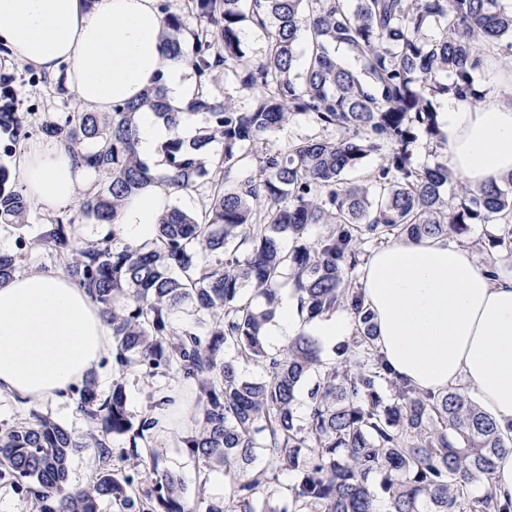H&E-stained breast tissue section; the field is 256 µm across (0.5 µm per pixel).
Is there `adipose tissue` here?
Here are the masks:
<instances>
[{"label": "adipose tissue", "instance_id": "ef3b65f1", "mask_svg": "<svg viewBox=\"0 0 512 512\" xmlns=\"http://www.w3.org/2000/svg\"><path fill=\"white\" fill-rule=\"evenodd\" d=\"M158 0H0V47L13 61L63 79L75 111L108 112L163 87L185 109L177 132L196 135L191 66L172 61ZM439 120L449 165L472 188L512 175V101L489 96L473 106L443 97ZM138 155L162 161L172 132L151 111L138 116ZM19 189L36 209L63 213L97 185L65 143L36 136L12 159ZM171 206L150 185L129 196L116 218L125 238L144 242ZM359 283L388 369L420 391L462 385L512 439V278L491 279L473 251L447 237L392 240L374 250ZM308 330L336 343L346 320H308L289 299L266 334ZM112 350V332L87 294L62 272L35 269L0 281V396L20 404L66 402Z\"/></svg>", "mask_w": 512, "mask_h": 512}]
</instances>
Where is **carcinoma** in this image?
Returning <instances> with one entry per match:
<instances>
[{
    "mask_svg": "<svg viewBox=\"0 0 512 512\" xmlns=\"http://www.w3.org/2000/svg\"><path fill=\"white\" fill-rule=\"evenodd\" d=\"M160 10L171 59L191 65L200 84L189 105L200 115L197 135L162 146V174L139 159L136 122L147 107L178 127L182 113L161 87L110 113L63 112L50 124L0 112L4 149L43 133L106 173L74 212L45 216L35 241L17 235L16 250L0 253V279L21 269L33 245L47 251L112 331L115 373L104 399L92 377L73 390L96 425L86 439L38 414L0 423V485L29 497L35 512H99L104 501L118 512H195L168 449L152 442L164 425L160 407L177 405L181 392L132 416L124 375L136 367L148 381L171 376L190 390L193 427L179 443L205 467L199 485L212 467L229 478L222 507L206 512H382L385 503L389 512H512V499L493 491L506 448L497 424L464 392L422 393L390 376L356 276L365 244L461 235L492 216L503 228L490 244L512 251V176L503 188L468 186L438 160L446 136L436 111L450 92L479 102L471 71L512 57V0H184L180 13L160 0ZM246 27L266 42L252 66L243 61ZM221 72L252 92L247 110L214 94ZM298 115L326 135L272 147L270 136ZM421 138L430 162L415 155ZM213 143L221 149L210 151ZM371 156L380 159L372 199L343 178ZM8 181L1 170L0 224L17 228L33 207ZM156 182L174 195L194 192L197 208L173 207L141 244L115 230L110 238L78 231L113 222L127 197ZM316 224L329 230L313 242ZM288 287L309 320L352 315L342 361L323 362L303 332L268 349L265 328ZM185 305L192 320L178 327ZM241 362L265 376L244 378ZM114 435L126 441V469L112 465ZM78 448L91 449L94 463L83 486L67 483ZM284 472L291 483L280 481Z\"/></svg>",
    "mask_w": 512,
    "mask_h": 512,
    "instance_id": "1",
    "label": "carcinoma"
}]
</instances>
